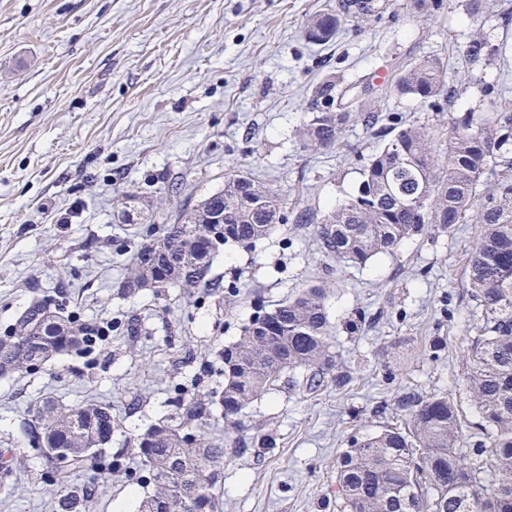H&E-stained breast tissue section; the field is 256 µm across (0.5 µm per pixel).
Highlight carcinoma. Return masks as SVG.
I'll return each mask as SVG.
<instances>
[{
	"label": "carcinoma",
	"mask_w": 512,
	"mask_h": 512,
	"mask_svg": "<svg viewBox=\"0 0 512 512\" xmlns=\"http://www.w3.org/2000/svg\"><path fill=\"white\" fill-rule=\"evenodd\" d=\"M487 0H469V18L481 30ZM350 13H319L304 26L312 43L333 38ZM477 34L467 48L470 67L492 56ZM448 67L434 56L401 72L394 90L429 99L448 89ZM317 99L325 108L299 129L303 147L331 149L346 127L362 123L383 141L361 169V180L317 226L322 252L338 261L367 265L404 241L428 230L452 233L474 212L481 234L467 264L466 287L478 320L465 354L463 390L479 414L467 433L457 399L448 395L400 393L393 409L406 417L404 428L385 427L351 442L336 457L337 512H512V109L497 101L465 112L448 124L443 154L432 147L424 123L382 120L373 111L351 112L336 82H323ZM485 185L479 192L478 186ZM224 208L227 242L252 244L276 228L282 203L265 184L243 174L224 188L183 209L161 228L154 243L132 253L119 293L147 288L160 297L170 288H208L216 250L199 263L197 243L212 233L209 216ZM169 255L166 278L157 277L153 245ZM326 284H312L243 326L239 340L224 348V390L218 400L180 398L164 428L132 439L141 469L153 484L139 512H216L217 484L224 449L184 431L198 429L217 404L224 429L236 431L241 416L268 393L285 370L307 372L305 385L338 388L350 382L331 351L333 326L326 311ZM94 330L43 299L32 302L0 336V376L29 372L59 355L90 350ZM23 440L41 447L44 474L63 478L93 465L119 430L112 408L98 401L64 407L52 400L29 410Z\"/></svg>",
	"instance_id": "cac0c4a2"
}]
</instances>
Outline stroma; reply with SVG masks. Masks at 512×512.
Segmentation results:
<instances>
[{
	"mask_svg": "<svg viewBox=\"0 0 512 512\" xmlns=\"http://www.w3.org/2000/svg\"><path fill=\"white\" fill-rule=\"evenodd\" d=\"M337 0H0V334L33 299L106 323L90 354L60 356L0 377V512H61L40 448L20 427L38 403L111 405L121 424L98 467L72 475L93 487L85 512H137L151 492L127 438L174 413L178 396H211L218 354L259 310L327 277L332 350L352 382L315 392L284 372L246 409L243 439L273 432L271 448L226 454L218 512H336L334 465L351 438L403 427L401 391L458 395L476 309L465 269L480 226L403 242L370 265L327 262L316 224L352 192L382 146L363 125L333 149L304 150L320 84L360 96L377 73L427 56L464 81L455 99L393 95L380 112L429 122L443 140L453 117L485 103L484 87L512 101V0H492L483 33L503 52L468 70L474 28L467 0H384L328 42L302 36L308 17ZM244 173L282 201L277 230L250 246L220 247L211 282L234 295L169 289L120 295L128 250L146 226L121 217L128 195L156 225ZM365 320L357 330L355 312Z\"/></svg>",
	"mask_w": 512,
	"mask_h": 512,
	"instance_id": "1",
	"label": "stroma"
}]
</instances>
